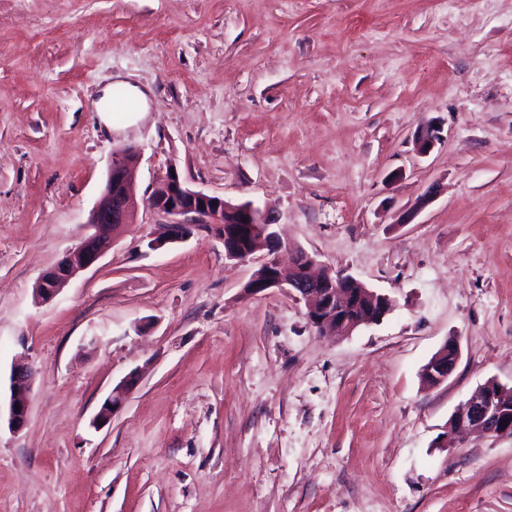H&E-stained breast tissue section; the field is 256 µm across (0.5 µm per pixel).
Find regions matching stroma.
I'll list each match as a JSON object with an SVG mask.
<instances>
[{"instance_id":"35a3bbf8","label":"stroma","mask_w":512,"mask_h":512,"mask_svg":"<svg viewBox=\"0 0 512 512\" xmlns=\"http://www.w3.org/2000/svg\"><path fill=\"white\" fill-rule=\"evenodd\" d=\"M117 80L148 108L108 126ZM126 146L139 197L176 167L395 308L318 336L295 294L245 292L256 265L215 230L150 248L169 218L144 207L36 300ZM19 360L0 512H512L511 441L436 445L512 387V0H0V378ZM452 338L453 340L449 343L448 347L446 348L445 344L422 370V377L427 379L431 386L444 383L456 367L460 356V347L457 338ZM449 352L452 353V356L449 358L452 362L448 361ZM34 374L33 367L28 363H17L11 369L7 425L13 432L21 430L26 424L29 410L28 393ZM15 404L19 405V412H16ZM139 384V375L136 371L129 373L125 379L113 388L112 395L108 397L101 405L97 415L92 421L95 428L105 426L112 421L125 403L127 395Z\"/></svg>"}]
</instances>
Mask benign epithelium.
<instances>
[{"mask_svg": "<svg viewBox=\"0 0 512 512\" xmlns=\"http://www.w3.org/2000/svg\"><path fill=\"white\" fill-rule=\"evenodd\" d=\"M138 164L135 148L115 151L101 198L86 221L85 233L73 249L42 274L36 288L40 300H51L69 281L94 266L110 248L112 230L133 222L138 207ZM147 202L151 208L175 217L153 240V248L180 243L202 224L220 229L225 258L246 262L265 253L246 283L247 289L253 294L274 288L291 290L306 301L308 321L321 335L350 336L362 326L381 322L394 309V300L388 294L368 288L352 276L328 269L314 273L316 259L303 250L296 252L291 265L281 266L274 258L281 241L267 213L251 203L241 204L234 209L236 218L226 222L224 198L191 189L172 168ZM459 356V342L454 339L429 360L422 377L433 386L444 383ZM34 374L28 363H17L11 369L7 425L14 432L26 424ZM138 384V373H129L102 403L92 425L99 428L109 424ZM445 434L448 438L474 435L512 440V389L505 390L493 379L485 382L448 418Z\"/></svg>", "mask_w": 512, "mask_h": 512, "instance_id": "1", "label": "benign epithelium"}]
</instances>
